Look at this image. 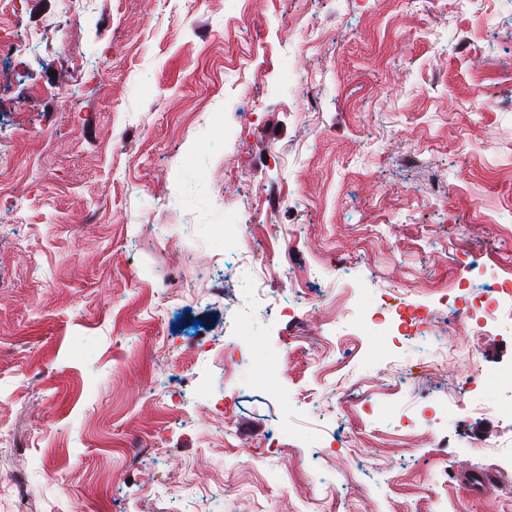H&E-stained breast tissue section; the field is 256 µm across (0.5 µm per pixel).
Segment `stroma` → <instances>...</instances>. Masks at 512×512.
Instances as JSON below:
<instances>
[{"label":"stroma","mask_w":512,"mask_h":512,"mask_svg":"<svg viewBox=\"0 0 512 512\" xmlns=\"http://www.w3.org/2000/svg\"><path fill=\"white\" fill-rule=\"evenodd\" d=\"M0 28V512H512V434L471 408L512 407V314L412 285L512 270V0H6ZM450 334L470 361L437 364ZM201 386L297 448L214 446Z\"/></svg>","instance_id":"stroma-1"}]
</instances>
